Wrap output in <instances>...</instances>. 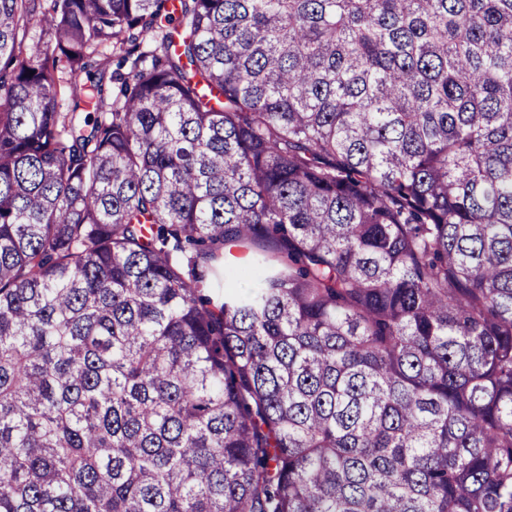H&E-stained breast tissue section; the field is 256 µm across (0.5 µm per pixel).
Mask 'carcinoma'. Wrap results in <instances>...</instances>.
<instances>
[{
    "mask_svg": "<svg viewBox=\"0 0 512 512\" xmlns=\"http://www.w3.org/2000/svg\"><path fill=\"white\" fill-rule=\"evenodd\" d=\"M0 512H512V0H0Z\"/></svg>",
    "mask_w": 512,
    "mask_h": 512,
    "instance_id": "cac0c4a2",
    "label": "carcinoma"
}]
</instances>
